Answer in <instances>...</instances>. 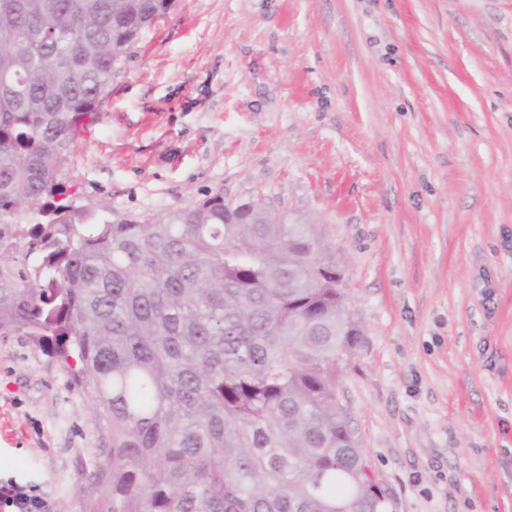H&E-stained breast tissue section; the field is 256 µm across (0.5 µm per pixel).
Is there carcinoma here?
I'll list each match as a JSON object with an SVG mask.
<instances>
[{
    "instance_id": "carcinoma-1",
    "label": "carcinoma",
    "mask_w": 512,
    "mask_h": 512,
    "mask_svg": "<svg viewBox=\"0 0 512 512\" xmlns=\"http://www.w3.org/2000/svg\"><path fill=\"white\" fill-rule=\"evenodd\" d=\"M174 0H0V335L73 371L109 434L96 512H388L336 400L358 331L312 224L216 192L89 222L61 180Z\"/></svg>"
}]
</instances>
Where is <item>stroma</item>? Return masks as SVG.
<instances>
[{"mask_svg":"<svg viewBox=\"0 0 512 512\" xmlns=\"http://www.w3.org/2000/svg\"><path fill=\"white\" fill-rule=\"evenodd\" d=\"M63 180L112 220L220 191L315 225L390 512H512V0H176ZM108 452L70 373L0 336V482L89 512Z\"/></svg>","mask_w":512,"mask_h":512,"instance_id":"1","label":"stroma"}]
</instances>
